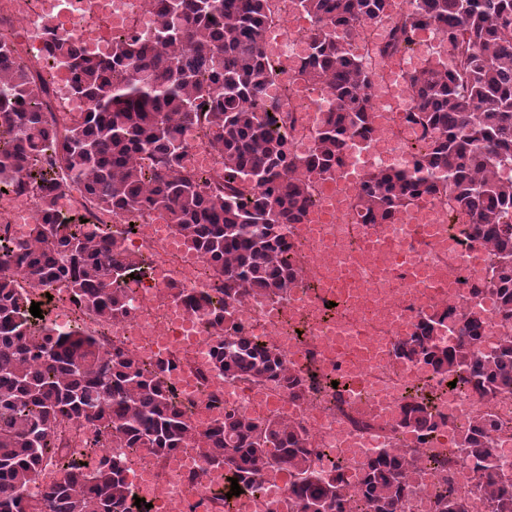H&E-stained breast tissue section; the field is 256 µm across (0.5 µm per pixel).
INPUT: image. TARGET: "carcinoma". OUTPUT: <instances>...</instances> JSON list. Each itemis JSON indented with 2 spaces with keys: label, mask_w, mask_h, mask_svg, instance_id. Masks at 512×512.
<instances>
[{
  "label": "carcinoma",
  "mask_w": 512,
  "mask_h": 512,
  "mask_svg": "<svg viewBox=\"0 0 512 512\" xmlns=\"http://www.w3.org/2000/svg\"><path fill=\"white\" fill-rule=\"evenodd\" d=\"M151 2L153 41L117 36L105 59L45 27L46 54L67 60L73 91L89 104L79 117L55 111L50 82L23 60L0 17V195L27 193L38 209L23 240L0 227V512H149L135 505L129 458L94 447L73 458L71 425L100 429L113 447L158 461L193 448L205 465L228 468L243 491L273 461L295 476L290 512H398L416 451L370 457L356 501L341 466L316 465L304 429L226 410L200 436L157 372L94 329L129 317L127 295L150 260L124 242L145 210L159 212L218 282L215 298L175 294L213 327V366L306 399L315 374L292 372L277 348L253 343L236 306L250 296L283 301L301 282L285 231L305 222L313 177L337 172L348 140L374 133L369 77L351 41L381 22L392 0H288L313 23L299 78L337 103L305 155L293 149L297 118L266 95L277 71L264 50L271 0ZM431 24L446 28L454 68L432 57L409 75L415 106L403 120L421 129L413 165L367 174L354 206L364 223L390 224L422 197H440L448 219L468 220L466 237L490 244L496 312L512 325V179L498 176L512 161V0H411L374 51L405 54L414 32ZM193 129L221 158L212 174L184 165ZM73 186L80 198L65 215L59 200ZM114 215L122 226L109 224ZM26 281L44 294L65 290L78 312L73 323L32 316ZM449 319L458 340L445 347L436 339ZM482 325L478 311L457 317L437 307L396 352L491 402L512 391V330L487 356ZM494 424L478 415L461 434L477 501L442 489L438 512H512V477L497 471L489 448ZM444 425L423 393L400 408L399 429L422 436ZM49 463L62 480L30 495Z\"/></svg>",
  "instance_id": "carcinoma-1"
}]
</instances>
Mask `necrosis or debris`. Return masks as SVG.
<instances>
[{"mask_svg": "<svg viewBox=\"0 0 512 512\" xmlns=\"http://www.w3.org/2000/svg\"><path fill=\"white\" fill-rule=\"evenodd\" d=\"M0 8L21 22L26 43L46 39L43 20L59 14L72 25L78 43L89 55L104 57L112 51V37L135 27L139 36L152 38L157 25L148 0H0ZM440 27L430 25L406 55L402 66L389 60L373 63L372 73L389 71L388 84L370 86L368 92L379 121L371 140H356L347 149V167L369 171L410 165L408 150L420 132L398 123L399 113L413 104L408 76L429 45L443 40ZM275 56L282 64L267 94L281 111L295 113L299 133L293 141L296 152L305 154L313 146L310 131L317 126L330 101L325 94L312 93L297 76L296 61L304 57L303 44L294 29H284L275 41ZM361 187L360 181L344 183L332 202L334 220L321 229L330 239L326 248L316 247L307 224H293L287 230L298 248V262L304 271L350 270L354 283L346 294L345 307L335 319L313 318L302 312L305 295L291 293L274 303L266 299L248 300L239 318L245 333L256 342L275 345L289 367L314 371L331 378L341 363L363 380L361 390L346 395L343 388L317 387L308 400L289 399L282 389L258 386L242 377L224 375L211 360L213 336L206 332L173 296L174 289L191 294H212L217 288L200 255L188 250L169 225L159 217L147 218L141 246L151 256V274L157 284L133 288L131 315L105 328L108 341L152 361L162 349L178 358L180 372L167 377L177 401L198 430L209 427L218 413L232 409L242 414H285L306 427L321 462L335 461L351 478L368 458L384 450L414 446L410 432L395 428L400 407L414 387L425 388L437 413L449 420L447 444L437 436L426 438L425 453L414 474L415 491L403 512H434V494L439 488L468 499L474 473L458 434L464 431L477 411L492 415L497 426L491 433L493 459L499 470L512 474V394L495 403L482 405L469 389L448 388L433 376L430 368L396 357L394 339L402 337L403 325H416L420 316L435 307H451L456 313L481 311L483 340L494 343L504 331L494 308L490 282L484 277L490 261L486 248L464 240L458 226L449 224L448 210L440 200H430L426 209L404 215L386 227L391 247L413 256L428 278L415 285L404 284L394 266L380 251L362 252V239L355 234L350 209ZM198 472L200 481L189 486L186 475ZM224 482L220 468H203L190 448L180 449L164 464L147 460L131 476L134 493L151 488L169 512H185L195 497L204 503L202 512H216L213 492Z\"/></svg>", "mask_w": 512, "mask_h": 512, "instance_id": "1", "label": "necrosis or debris"}]
</instances>
